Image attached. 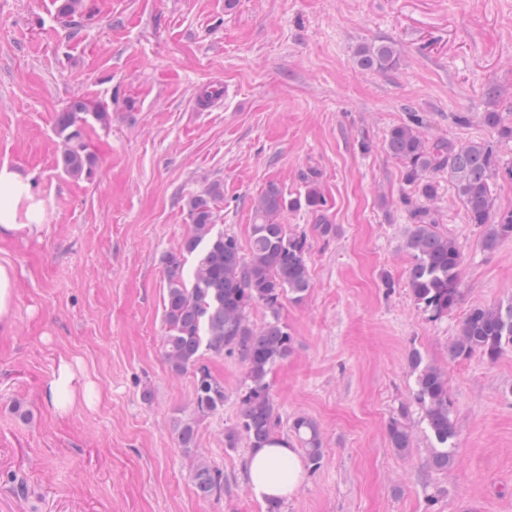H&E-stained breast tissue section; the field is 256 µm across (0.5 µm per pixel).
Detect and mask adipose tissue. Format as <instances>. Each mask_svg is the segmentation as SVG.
Returning a JSON list of instances; mask_svg holds the SVG:
<instances>
[{"mask_svg": "<svg viewBox=\"0 0 512 512\" xmlns=\"http://www.w3.org/2000/svg\"><path fill=\"white\" fill-rule=\"evenodd\" d=\"M47 205L35 191L30 176L0 165V243L39 237L45 228ZM89 383L81 381L68 364H61L46 388V397L66 413L86 399ZM247 483L256 499L285 501L301 485L306 467L291 443L252 450L245 463Z\"/></svg>", "mask_w": 512, "mask_h": 512, "instance_id": "ef3b65f1", "label": "adipose tissue"}]
</instances>
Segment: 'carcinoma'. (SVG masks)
Segmentation results:
<instances>
[{
    "mask_svg": "<svg viewBox=\"0 0 512 512\" xmlns=\"http://www.w3.org/2000/svg\"><path fill=\"white\" fill-rule=\"evenodd\" d=\"M357 64L366 70L388 71L399 62V53L391 42L361 44L355 49ZM102 125L108 121L103 107H89L82 98L71 100L57 117L56 130L63 143L61 164L72 177L92 176L96 155L89 149L87 128L90 121ZM487 125L502 139H512V120L500 112H488ZM384 150L402 162L404 179L413 186L421 203L406 201L411 224L405 247L412 257L407 282L415 304L432 318L448 314L456 304L459 275L463 262L456 241L439 232L429 202L438 196L435 175L448 172L456 195L462 201L470 224L484 228L482 246L495 250L512 237V209L497 210L491 194L492 180L498 176L512 179V162H506L495 146L486 141L455 143L447 139L431 140L421 131V122L402 124L389 130ZM222 197L220 184L214 183L191 196L187 202L192 232L181 242L179 251L164 256L167 291L164 296V358L171 373L193 370L194 407L200 414H213L224 407V384L201 364L204 355L237 356L246 371L244 393L236 426L224 433L228 448L246 441L248 448H264L282 440L280 416L268 379L273 367L288 357L293 336L281 321L282 299H305L313 282L306 262L307 237L291 233L279 217L287 211L305 209L316 216V229L323 236L336 232L324 215L327 200L316 185L306 179L304 194L286 196L271 182L254 201V224L248 252L238 239L214 231L216 203ZM195 255L191 280L183 277L182 257ZM263 306L269 313L262 325L250 319V310ZM512 345V303L503 307L476 306L463 320L460 332L450 346L455 358L479 353L497 361ZM416 373L414 400L421 406L435 440L431 463L438 470L453 464L455 428L448 395V380L437 368L411 356ZM304 451L306 465L312 471L321 467L324 449L317 422L297 415L288 424ZM391 448L402 455L411 445V433L398 418L387 428ZM181 447H195V426L185 422L178 432ZM193 482L202 498L224 494V472L205 461L193 470Z\"/></svg>",
    "mask_w": 512,
    "mask_h": 512,
    "instance_id": "obj_1",
    "label": "carcinoma"
}]
</instances>
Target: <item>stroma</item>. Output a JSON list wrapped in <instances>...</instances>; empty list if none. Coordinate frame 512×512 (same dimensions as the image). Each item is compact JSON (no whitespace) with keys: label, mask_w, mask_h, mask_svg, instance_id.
Segmentation results:
<instances>
[{"label":"stroma","mask_w":512,"mask_h":512,"mask_svg":"<svg viewBox=\"0 0 512 512\" xmlns=\"http://www.w3.org/2000/svg\"><path fill=\"white\" fill-rule=\"evenodd\" d=\"M63 18L54 0H0V164L31 174L47 202L38 239L0 244L18 300L0 331V512H264L251 495L246 443L230 449L245 369L205 356L224 406L194 409L192 373L165 362L162 258L191 231L186 203L224 189L217 227L248 244L252 201L267 183L304 192L318 174L321 237L307 211L284 213L307 236L313 288L283 300L294 338L270 376L282 421L319 425L324 459L282 512H512V347L491 362L454 358L469 310L512 302V238L483 250L447 174L432 203L463 253L459 301L432 319L407 284L404 202L412 188L388 155V131L412 118L429 138L512 140L484 123L512 113V0H85ZM390 41L382 73L359 44ZM222 96L200 104L205 88ZM103 103L91 123V178L61 165L56 116L73 98ZM466 123H459V116ZM442 370L456 432L452 466L432 467L434 440L413 400L410 356ZM95 392L58 412L46 388L60 361ZM404 417L398 455L387 426ZM192 421L194 452L178 442ZM224 472L200 497L197 457ZM357 64L366 70L388 71L399 62V53L392 42L360 44L355 49ZM388 440L391 448L402 455L411 445V433L405 424L398 418H392L387 428Z\"/></svg>","instance_id":"1"}]
</instances>
